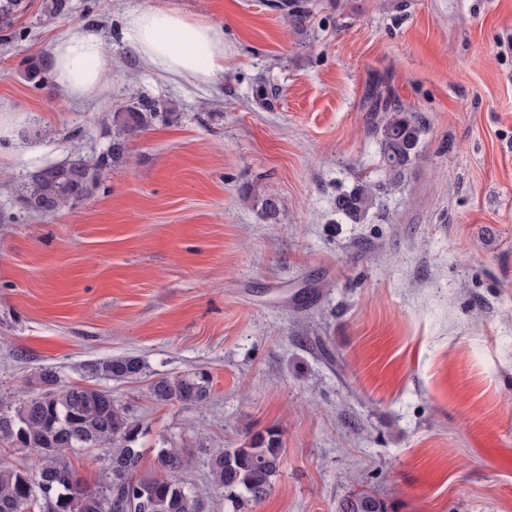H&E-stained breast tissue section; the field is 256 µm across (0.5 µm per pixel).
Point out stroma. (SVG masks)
I'll return each mask as SVG.
<instances>
[{"label": "stroma", "mask_w": 512, "mask_h": 512, "mask_svg": "<svg viewBox=\"0 0 512 512\" xmlns=\"http://www.w3.org/2000/svg\"><path fill=\"white\" fill-rule=\"evenodd\" d=\"M0 30V394L108 391L143 434L139 473L184 450L205 512H224L212 451L281 432L267 499L247 512H512V0H47ZM136 6L224 29V73L147 68L119 33ZM92 27L110 91L37 90L26 58ZM389 87L426 131L403 181L362 223L336 198L372 174L371 96ZM146 96L181 115L129 145L88 199L33 216L36 171L90 159L113 112ZM274 196L279 210L262 217ZM135 355L136 381L91 373ZM207 371L200 405L147 386ZM340 512H386L384 505L367 492H358L345 499Z\"/></svg>", "instance_id": "35a3bbf8"}]
</instances>
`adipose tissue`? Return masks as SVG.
Wrapping results in <instances>:
<instances>
[{
    "instance_id": "obj_1",
    "label": "adipose tissue",
    "mask_w": 512,
    "mask_h": 512,
    "mask_svg": "<svg viewBox=\"0 0 512 512\" xmlns=\"http://www.w3.org/2000/svg\"><path fill=\"white\" fill-rule=\"evenodd\" d=\"M120 33L150 69L206 85L224 72V30L199 17L165 7H135L121 19ZM56 85L74 100L105 91L111 73L99 34L70 30L50 53Z\"/></svg>"
}]
</instances>
